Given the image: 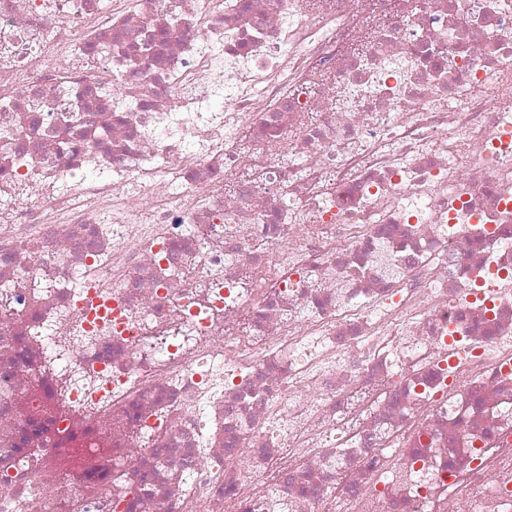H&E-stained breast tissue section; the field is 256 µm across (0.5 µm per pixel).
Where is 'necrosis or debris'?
Listing matches in <instances>:
<instances>
[{
	"mask_svg": "<svg viewBox=\"0 0 512 512\" xmlns=\"http://www.w3.org/2000/svg\"><path fill=\"white\" fill-rule=\"evenodd\" d=\"M0 512H512V0H0Z\"/></svg>",
	"mask_w": 512,
	"mask_h": 512,
	"instance_id": "4bbe7bcc",
	"label": "necrosis or debris"
}]
</instances>
